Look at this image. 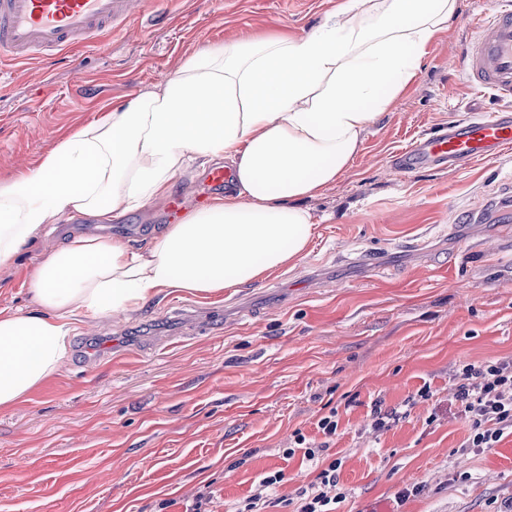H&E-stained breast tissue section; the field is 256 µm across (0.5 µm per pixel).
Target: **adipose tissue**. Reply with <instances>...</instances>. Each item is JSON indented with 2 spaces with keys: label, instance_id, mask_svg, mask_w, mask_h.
I'll list each match as a JSON object with an SVG mask.
<instances>
[{
  "label": "adipose tissue",
  "instance_id": "obj_1",
  "mask_svg": "<svg viewBox=\"0 0 512 512\" xmlns=\"http://www.w3.org/2000/svg\"><path fill=\"white\" fill-rule=\"evenodd\" d=\"M456 8L347 0L307 34L212 46L0 184L1 262L62 215L109 219L166 198L190 160L236 175L146 247L76 236L39 262L28 275L38 311L0 314V411L59 374L78 323L130 316L171 290L217 295L304 256L316 224L301 200L351 166Z\"/></svg>",
  "mask_w": 512,
  "mask_h": 512
}]
</instances>
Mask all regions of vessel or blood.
Instances as JSON below:
<instances>
[{"label":"vessel or blood","mask_w":512,"mask_h":512,"mask_svg":"<svg viewBox=\"0 0 512 512\" xmlns=\"http://www.w3.org/2000/svg\"><path fill=\"white\" fill-rule=\"evenodd\" d=\"M140 11L139 0H0V61L43 59L75 49L95 50L102 32L124 37L127 22ZM461 66L470 84L512 100V0H501L490 16L477 19ZM512 148V113L495 112L449 124L401 150L395 165L420 169L460 168ZM234 174L208 168L194 197L205 203L232 184Z\"/></svg>","instance_id":"vessel-or-blood-1"}]
</instances>
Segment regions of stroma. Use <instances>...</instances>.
I'll use <instances>...</instances> for the list:
<instances>
[{
  "label": "stroma",
  "mask_w": 512,
  "mask_h": 512,
  "mask_svg": "<svg viewBox=\"0 0 512 512\" xmlns=\"http://www.w3.org/2000/svg\"><path fill=\"white\" fill-rule=\"evenodd\" d=\"M344 2L147 0L151 18L132 19L126 39L4 72L0 182L209 46L303 35ZM495 9L458 0L398 107L373 122L335 184L303 201L318 229L294 265L80 325L60 374L0 412V512H236L278 470L262 512H296L333 461L336 512H507L512 435L465 447L452 388L462 366L512 357V232L500 233L512 229V149L452 171L391 162L420 136L512 105L473 90L459 66L472 18ZM164 207L49 225L0 264V311L34 310L27 275L63 242L143 246ZM404 403L406 417L372 429L375 410ZM330 414L327 436L317 422ZM299 434L327 443L319 463L295 448Z\"/></svg>",
  "instance_id": "obj_1"
}]
</instances>
